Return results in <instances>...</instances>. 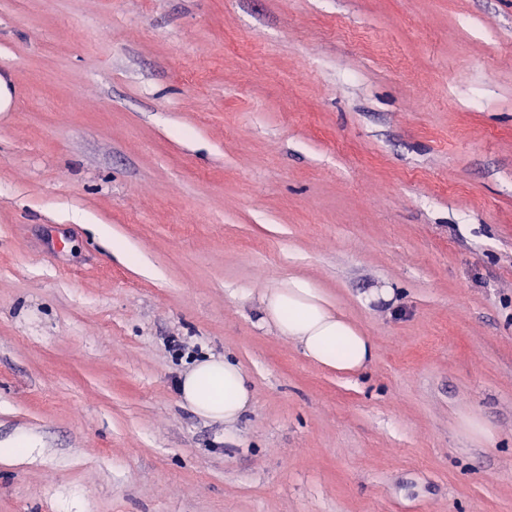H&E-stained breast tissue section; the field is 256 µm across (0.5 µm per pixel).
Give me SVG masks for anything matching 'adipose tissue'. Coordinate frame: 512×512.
<instances>
[{
	"mask_svg": "<svg viewBox=\"0 0 512 512\" xmlns=\"http://www.w3.org/2000/svg\"><path fill=\"white\" fill-rule=\"evenodd\" d=\"M264 311L278 331L292 339L306 358L342 375L362 372L375 358L369 336L320 292L301 279L270 293ZM181 399L199 415L235 424L247 411L252 391L244 370L226 359L196 364L179 383Z\"/></svg>",
	"mask_w": 512,
	"mask_h": 512,
	"instance_id": "ef3b65f1",
	"label": "adipose tissue"
}]
</instances>
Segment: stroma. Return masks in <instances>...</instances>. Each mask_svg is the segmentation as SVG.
<instances>
[{"label": "stroma", "mask_w": 512, "mask_h": 512, "mask_svg": "<svg viewBox=\"0 0 512 512\" xmlns=\"http://www.w3.org/2000/svg\"><path fill=\"white\" fill-rule=\"evenodd\" d=\"M0 82V512H512V0H0ZM263 305L278 331L323 368L356 375L376 356L370 337L337 309H331L307 281H288V288L270 293ZM179 394L199 415L224 418V425L235 424L252 400L244 370L225 357L196 364L180 380Z\"/></svg>", "instance_id": "obj_1"}]
</instances>
